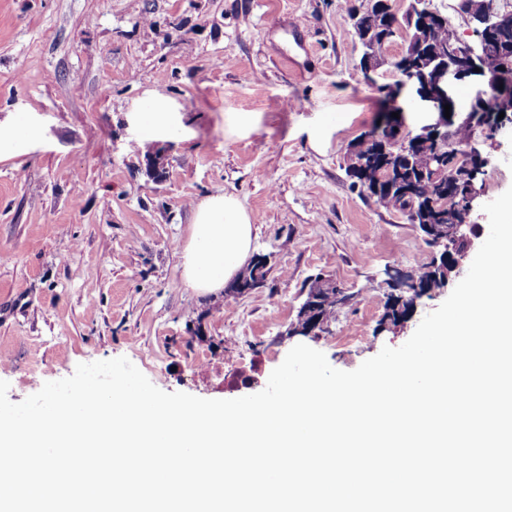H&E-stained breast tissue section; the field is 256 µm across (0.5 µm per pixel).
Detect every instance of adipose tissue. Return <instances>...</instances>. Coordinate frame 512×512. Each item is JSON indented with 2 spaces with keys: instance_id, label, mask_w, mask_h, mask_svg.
I'll return each instance as SVG.
<instances>
[{
  "instance_id": "1",
  "label": "adipose tissue",
  "mask_w": 512,
  "mask_h": 512,
  "mask_svg": "<svg viewBox=\"0 0 512 512\" xmlns=\"http://www.w3.org/2000/svg\"><path fill=\"white\" fill-rule=\"evenodd\" d=\"M135 123L145 141L176 134L179 125L163 97L153 98ZM189 235L178 247L186 287L201 296L219 295L235 279L252 255L253 224L239 200L229 194L197 202Z\"/></svg>"
}]
</instances>
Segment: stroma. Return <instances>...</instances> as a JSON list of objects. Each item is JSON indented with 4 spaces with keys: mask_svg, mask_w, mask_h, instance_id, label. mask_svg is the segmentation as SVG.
Returning a JSON list of instances; mask_svg holds the SVG:
<instances>
[{
    "mask_svg": "<svg viewBox=\"0 0 512 512\" xmlns=\"http://www.w3.org/2000/svg\"><path fill=\"white\" fill-rule=\"evenodd\" d=\"M345 0H0V122L36 137L0 156V380L10 401L77 365L127 357L156 387L233 399L263 390L294 345L352 371L399 347L459 283L385 319L386 269L439 254L345 174L349 143L380 121ZM185 133L143 144L131 117L152 94ZM295 107L283 109V99ZM474 140L482 200L512 187V134ZM230 193L270 257L262 288H186L175 242L192 205ZM351 296L321 336L283 339L316 276Z\"/></svg>",
    "mask_w": 512,
    "mask_h": 512,
    "instance_id": "obj_1",
    "label": "stroma"
}]
</instances>
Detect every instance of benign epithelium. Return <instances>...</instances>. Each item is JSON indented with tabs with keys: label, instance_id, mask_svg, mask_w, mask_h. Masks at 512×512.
<instances>
[{
	"label": "benign epithelium",
	"instance_id": "obj_1",
	"mask_svg": "<svg viewBox=\"0 0 512 512\" xmlns=\"http://www.w3.org/2000/svg\"><path fill=\"white\" fill-rule=\"evenodd\" d=\"M460 14L473 28L475 39L466 41L462 38L444 46L432 53L433 61L424 66L415 56L402 59L398 55L378 54L373 49H364L360 53L359 68L366 81L376 84L375 75L379 68L385 66L394 78V82L388 84V89L395 94L394 109L401 112L399 115V133L395 146L403 152L414 151L425 147L428 164L433 166L434 176L455 184L456 171L460 168L473 172L472 160L483 159L478 148L468 145L461 155L464 164L461 166H445L439 163L441 156L448 152V138L444 131L450 125H461L472 128L474 126L494 127L495 133L507 129L512 125V95L504 93L497 96L493 103H488L489 90L493 85L512 86V11L500 9L495 0H460ZM355 13L365 14L369 17L372 28H385L391 32V38H402L413 42L425 41L430 34L437 31L443 23L445 14L434 6L433 0H409L406 10L418 15L419 30L410 34L404 30L395 29L392 16L400 15V0H361V5L354 6ZM497 40L501 65L494 74L489 73L485 67L486 49L489 41ZM472 80L479 86L477 99L485 104L481 113L470 112L459 120L453 99V91L456 83ZM413 91L425 102L430 111L435 114L433 122L418 129H412L406 124L402 112L403 104L399 101L405 91ZM451 105L450 117H445L444 106ZM504 117H499V114ZM385 161V156L366 159L360 155L357 143L348 146L346 152L347 164L352 168H366L367 163ZM482 190L473 187L469 205L466 207L448 208V230L438 236L432 232L431 226L428 238L436 240V247L440 248L441 257L452 271L460 269L469 255L473 245V225L470 217L475 207L479 204ZM400 292V301L407 302L408 307L416 304L418 295L414 294L413 285L417 284V275L414 272L402 274L396 270L387 271ZM310 302L302 303L299 308L300 319L308 320L305 327L288 329L283 333V338L294 336H316L324 329V323L312 311Z\"/></svg>",
	"mask_w": 512,
	"mask_h": 512
}]
</instances>
